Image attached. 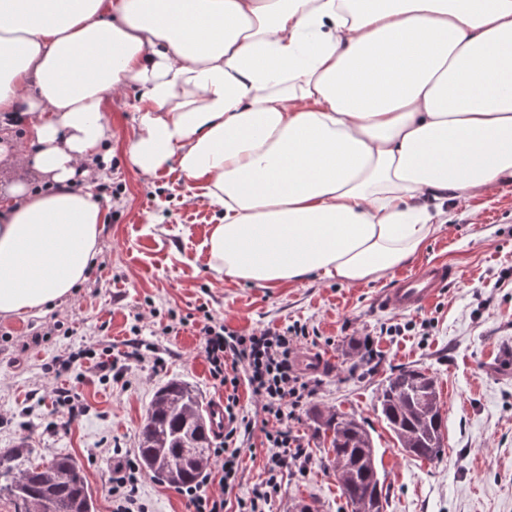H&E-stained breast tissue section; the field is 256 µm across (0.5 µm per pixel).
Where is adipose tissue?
Masks as SVG:
<instances>
[{"instance_id":"adipose-tissue-1","label":"adipose tissue","mask_w":512,"mask_h":512,"mask_svg":"<svg viewBox=\"0 0 512 512\" xmlns=\"http://www.w3.org/2000/svg\"><path fill=\"white\" fill-rule=\"evenodd\" d=\"M135 85L130 163L217 215L209 267L263 288L411 261L445 201L512 181V0H0V317L69 298L97 255L94 156Z\"/></svg>"}]
</instances>
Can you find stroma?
<instances>
[{
    "mask_svg": "<svg viewBox=\"0 0 512 512\" xmlns=\"http://www.w3.org/2000/svg\"><path fill=\"white\" fill-rule=\"evenodd\" d=\"M126 88L109 99L105 120L119 129L102 192L104 224L96 264L68 300L38 316L0 318V452L17 451L21 467L69 455L78 460L95 512H113L112 477L135 462L137 429L155 390L171 379L190 383L204 401L223 400L201 352L205 316L229 329L307 326L297 353L327 358L304 370L315 395L287 425L309 457L284 470L269 512L303 501L314 512H347L309 418L311 407H336L367 424L384 476V512H512V182L448 208V226L412 262L453 267L457 278L414 312L382 309L394 275L356 286L319 276L278 288L224 279L209 268L202 244L213 222L208 201L187 200L179 171L144 178L127 157L134 138ZM155 346L160 365L125 358L132 326ZM379 362L362 361L367 350ZM110 351L121 369L108 384L81 379L86 351ZM70 361L67 382L88 409L69 421L51 391L52 365ZM403 367L434 376L444 419L440 461L403 452L378 409L382 382ZM267 453L245 455L238 486L224 493L227 512L266 478ZM142 512H193L177 488L140 472Z\"/></svg>",
    "mask_w": 512,
    "mask_h": 512,
    "instance_id": "1",
    "label": "stroma"
}]
</instances>
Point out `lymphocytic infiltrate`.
Returning a JSON list of instances; mask_svg holds the SVG:
<instances>
[{
    "mask_svg": "<svg viewBox=\"0 0 512 512\" xmlns=\"http://www.w3.org/2000/svg\"><path fill=\"white\" fill-rule=\"evenodd\" d=\"M307 334V328L299 324L239 333L209 315L199 327L209 374L224 389V411L231 421L223 446L214 449L211 458L221 488L229 490L238 485L247 449L258 443L269 450L267 479L249 497L239 500V512H266L280 491L278 477L282 469L307 458L306 449L284 424L315 392L311 380L294 366L293 350ZM243 387L260 399L265 414L262 425H255L240 413L239 390Z\"/></svg>",
    "mask_w": 512,
    "mask_h": 512,
    "instance_id": "obj_1",
    "label": "lymphocytic infiltrate"
}]
</instances>
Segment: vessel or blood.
Listing matches in <instances>:
<instances>
[{"mask_svg": "<svg viewBox=\"0 0 512 512\" xmlns=\"http://www.w3.org/2000/svg\"><path fill=\"white\" fill-rule=\"evenodd\" d=\"M455 275L451 267L425 263L414 271L396 279L392 288L386 289L381 305L394 311H415L437 298Z\"/></svg>", "mask_w": 512, "mask_h": 512, "instance_id": "vessel-or-blood-1", "label": "vessel or blood"}]
</instances>
